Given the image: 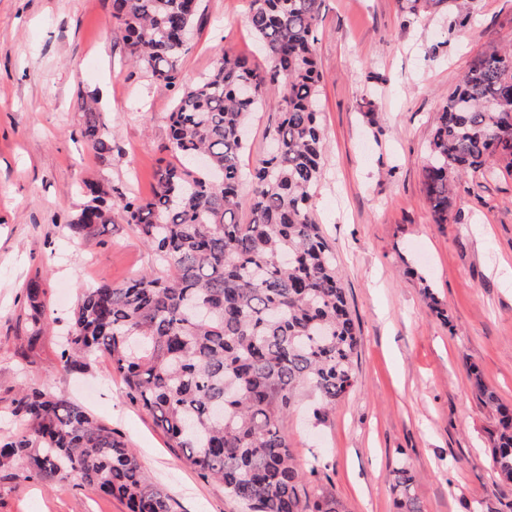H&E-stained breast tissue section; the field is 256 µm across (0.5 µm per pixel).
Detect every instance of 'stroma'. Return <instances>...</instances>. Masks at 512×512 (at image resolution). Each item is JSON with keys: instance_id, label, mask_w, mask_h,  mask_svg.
Instances as JSON below:
<instances>
[{"instance_id": "obj_1", "label": "stroma", "mask_w": 512, "mask_h": 512, "mask_svg": "<svg viewBox=\"0 0 512 512\" xmlns=\"http://www.w3.org/2000/svg\"><path fill=\"white\" fill-rule=\"evenodd\" d=\"M322 0L317 57L328 148L311 209L336 254L360 336L353 389L325 421L303 395L284 423L309 484L345 512H399L388 474L414 476L423 512H476L512 501L489 464L495 415L465 366L512 404V168L465 175L452 218L436 223L423 187L426 148L449 92L482 56L512 45V0ZM180 61L192 82L231 54L264 69L247 0H202ZM179 90L129 60L112 0H0V437L16 431L18 391L84 406L121 435L175 512H241L204 481L133 403L108 357L57 371V337L83 288L151 270L154 256L120 211L104 232L69 238L88 186L142 197L166 158ZM95 98L111 135L99 157L83 139ZM41 279L52 318L27 346L24 289ZM439 310H432L431 300ZM0 512H126L79 476L26 480L0 471Z\"/></svg>"}]
</instances>
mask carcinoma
<instances>
[{
  "mask_svg": "<svg viewBox=\"0 0 512 512\" xmlns=\"http://www.w3.org/2000/svg\"><path fill=\"white\" fill-rule=\"evenodd\" d=\"M322 0H248V24L267 67L224 55L184 86L169 114L166 150L150 198L90 188L91 199L64 224L87 238L119 209L154 253L156 268L122 284L81 293L61 337L58 370L69 375L99 355L112 361L128 397L152 416L168 447L203 480L247 512H343L324 489L307 488L288 445L285 419L308 392L322 420L353 388L359 337L341 287L336 255L311 212L326 144L315 55ZM201 0H112L130 59L157 83L179 64ZM83 138L112 151L95 101L82 105ZM279 111L268 150L247 172L245 128L252 114ZM512 167V49L478 60L440 113L427 145L424 188L436 223L452 218L456 178ZM250 181L249 219L240 187ZM28 344L53 319L44 291H24ZM483 406L498 415L491 466L512 484V407L466 367ZM16 432L0 440V470L22 463L26 479L78 475L128 512H173L125 441L81 405L27 388L14 400ZM402 512H422L405 468L391 471Z\"/></svg>",
  "mask_w": 512,
  "mask_h": 512,
  "instance_id": "carcinoma-1",
  "label": "carcinoma"
}]
</instances>
